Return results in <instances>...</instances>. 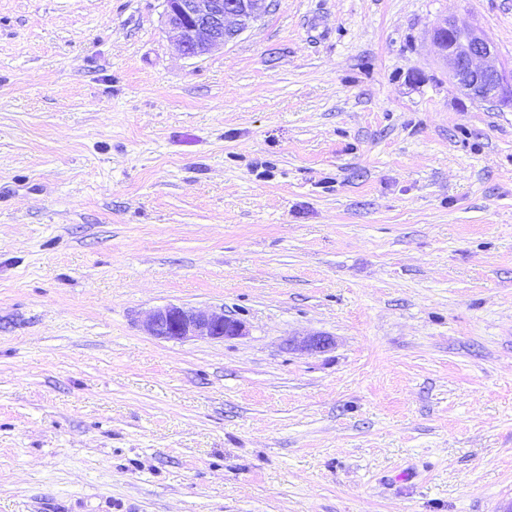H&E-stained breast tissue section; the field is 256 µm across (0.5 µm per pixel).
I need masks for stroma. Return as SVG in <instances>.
I'll return each instance as SVG.
<instances>
[{"instance_id": "1", "label": "stroma", "mask_w": 512, "mask_h": 512, "mask_svg": "<svg viewBox=\"0 0 512 512\" xmlns=\"http://www.w3.org/2000/svg\"><path fill=\"white\" fill-rule=\"evenodd\" d=\"M443 17L512 68V0H274L196 58L163 0H0V512H512V109ZM431 39L448 74L470 99L482 102L490 98L512 109V70L498 61L485 34L446 17L434 22ZM148 335L165 340L222 339L243 336L245 323L224 310L210 311L168 304L156 308L144 322Z\"/></svg>"}]
</instances>
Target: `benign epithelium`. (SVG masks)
<instances>
[{
	"label": "benign epithelium",
	"mask_w": 512,
	"mask_h": 512,
	"mask_svg": "<svg viewBox=\"0 0 512 512\" xmlns=\"http://www.w3.org/2000/svg\"><path fill=\"white\" fill-rule=\"evenodd\" d=\"M166 25L177 31L183 54L200 57L235 39L269 12L271 0H164ZM431 39L448 67V74L467 96L493 99L512 109V70L497 59L493 43L479 30L442 18L434 22ZM148 335L165 340L224 339L243 336L245 323L224 311L168 304L156 308L144 322ZM333 339L311 334L295 343L309 353L323 352Z\"/></svg>",
	"instance_id": "benign-epithelium-1"
}]
</instances>
